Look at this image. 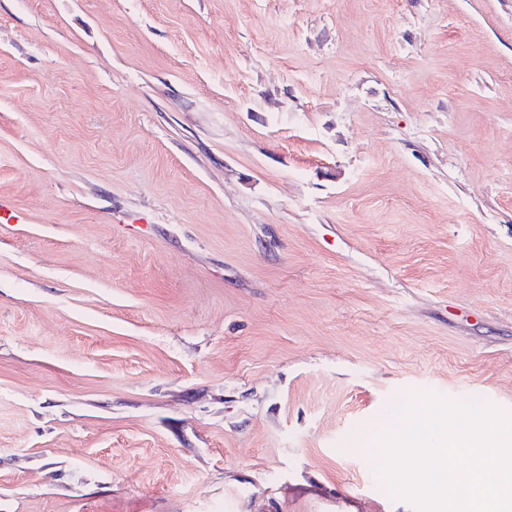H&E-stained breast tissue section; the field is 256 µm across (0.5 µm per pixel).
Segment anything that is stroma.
<instances>
[{
	"instance_id": "obj_1",
	"label": "stroma",
	"mask_w": 512,
	"mask_h": 512,
	"mask_svg": "<svg viewBox=\"0 0 512 512\" xmlns=\"http://www.w3.org/2000/svg\"><path fill=\"white\" fill-rule=\"evenodd\" d=\"M0 512H415L348 438L512 411V0H0Z\"/></svg>"
}]
</instances>
